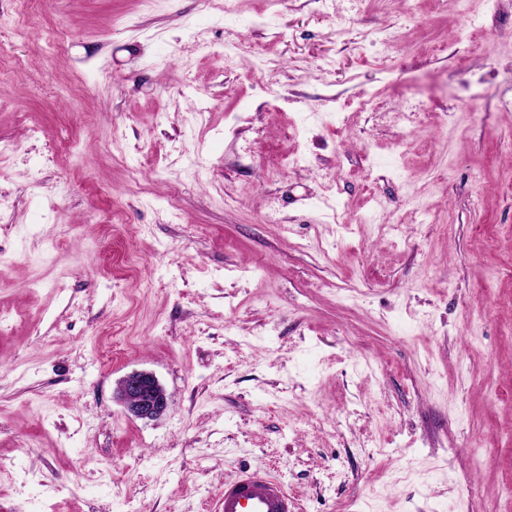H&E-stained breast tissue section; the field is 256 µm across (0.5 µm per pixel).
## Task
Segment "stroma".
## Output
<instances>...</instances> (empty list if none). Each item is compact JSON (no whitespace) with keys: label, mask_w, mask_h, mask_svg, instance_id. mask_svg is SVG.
<instances>
[{"label":"stroma","mask_w":512,"mask_h":512,"mask_svg":"<svg viewBox=\"0 0 512 512\" xmlns=\"http://www.w3.org/2000/svg\"><path fill=\"white\" fill-rule=\"evenodd\" d=\"M1 145L0 512H512V0H0ZM116 395L127 414L136 419H158L169 407L166 390L152 372L145 370L127 373L120 380ZM295 502L281 480L242 468L224 481L220 512H294Z\"/></svg>","instance_id":"1"}]
</instances>
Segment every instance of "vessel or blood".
<instances>
[{"label":"vessel or blood","mask_w":512,"mask_h":512,"mask_svg":"<svg viewBox=\"0 0 512 512\" xmlns=\"http://www.w3.org/2000/svg\"><path fill=\"white\" fill-rule=\"evenodd\" d=\"M222 512H295V502L281 480L243 468L224 483Z\"/></svg>","instance_id":"1"}]
</instances>
